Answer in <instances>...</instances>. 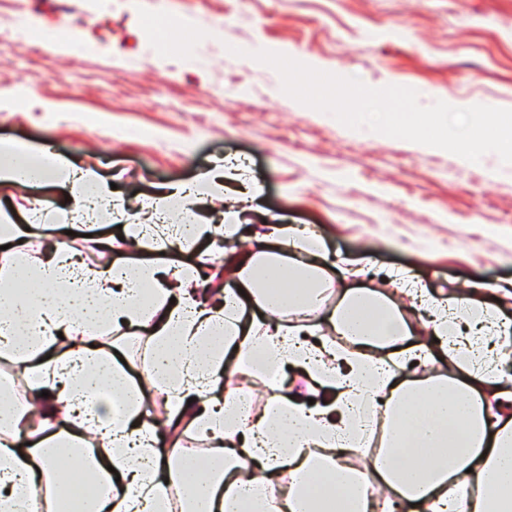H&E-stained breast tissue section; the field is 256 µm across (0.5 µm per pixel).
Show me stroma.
<instances>
[{"mask_svg": "<svg viewBox=\"0 0 512 512\" xmlns=\"http://www.w3.org/2000/svg\"><path fill=\"white\" fill-rule=\"evenodd\" d=\"M145 12L192 23L195 47L158 51L136 28ZM60 28L87 32V45L57 43ZM4 35L0 140L48 144L94 169L130 203L129 223H150L160 186L227 160L261 188L240 215L249 228L278 217L360 269L335 275V290L390 292L400 268L449 293L512 280V176L494 158L467 163L347 129L249 57L266 49L373 88L410 87L424 106L512 108V0H0ZM21 93L32 109L13 106ZM25 194L37 213L0 186V225L30 227L34 256L41 225L60 223L73 201L51 184Z\"/></svg>", "mask_w": 512, "mask_h": 512, "instance_id": "35a3bbf8", "label": "stroma"}]
</instances>
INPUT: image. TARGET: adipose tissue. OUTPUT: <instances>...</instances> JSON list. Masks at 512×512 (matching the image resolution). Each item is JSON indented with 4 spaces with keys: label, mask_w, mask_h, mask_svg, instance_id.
<instances>
[{
    "label": "adipose tissue",
    "mask_w": 512,
    "mask_h": 512,
    "mask_svg": "<svg viewBox=\"0 0 512 512\" xmlns=\"http://www.w3.org/2000/svg\"><path fill=\"white\" fill-rule=\"evenodd\" d=\"M231 175L220 165L193 185L163 186L154 212L177 213L179 227L156 241L142 225H123L121 236L97 241L113 254L109 264L70 266L62 224L35 259L25 232L0 230V358L22 366L37 408L36 431L0 421L12 439L0 444V512H29L40 491L43 512H59L55 482L64 467L103 475L92 512H165L167 489L180 482L183 434L229 459L222 475L207 478L202 512H241L281 483L288 495L276 512H315L305 487L325 473V504L350 500L354 512H370L366 496L352 494L360 473L342 465L369 446L368 407L381 413L397 457L413 435L431 452L419 463L376 460L379 512H455L464 490L467 512H512V374L500 368L512 318L470 287L449 299L414 287L406 270L395 274V297L350 288L326 310L333 278L315 232L270 224L246 237L239 221L199 223L195 203L223 192ZM49 180L72 196L76 223L95 220L100 202L112 199L95 172L0 141V184ZM208 236L224 245L198 263L162 256ZM20 275L41 288L38 305L15 290ZM323 314L334 338L319 333ZM123 326L148 339L139 384L101 344L107 329ZM217 335L224 345L210 349ZM340 336L349 347L337 344ZM385 347L393 350L387 362L373 354ZM228 359L250 373L261 359L297 369L317 401L307 405L270 381L262 415L252 416L244 408L250 392L222 386ZM433 365L444 375L400 374ZM146 384L165 400V434L144 417ZM418 399L431 413L407 423L405 409Z\"/></svg>",
    "instance_id": "obj_1"
}]
</instances>
